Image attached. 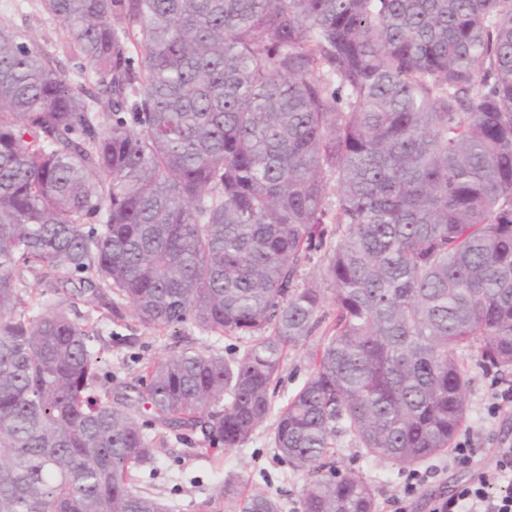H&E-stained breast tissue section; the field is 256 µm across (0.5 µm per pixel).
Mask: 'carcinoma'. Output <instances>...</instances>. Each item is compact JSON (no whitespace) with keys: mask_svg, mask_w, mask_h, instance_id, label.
<instances>
[{"mask_svg":"<svg viewBox=\"0 0 512 512\" xmlns=\"http://www.w3.org/2000/svg\"><path fill=\"white\" fill-rule=\"evenodd\" d=\"M40 2L100 91L0 27V512H171L157 448L247 443L318 331L274 448L302 512H375L338 434L422 463L466 420L472 354L512 369V0ZM320 252L329 297L300 284ZM130 317L251 344L103 389L90 341Z\"/></svg>","mask_w":512,"mask_h":512,"instance_id":"cac0c4a2","label":"carcinoma"}]
</instances>
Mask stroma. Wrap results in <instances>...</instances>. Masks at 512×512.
Segmentation results:
<instances>
[{
	"label": "stroma",
	"instance_id": "35a3bbf8",
	"mask_svg": "<svg viewBox=\"0 0 512 512\" xmlns=\"http://www.w3.org/2000/svg\"><path fill=\"white\" fill-rule=\"evenodd\" d=\"M0 27L14 31L30 47L50 56L60 70L71 72V60L59 50L67 38L66 30L42 9L39 0H0ZM113 331L111 324H102L99 337L92 342L94 349L103 352L102 384L107 388L136 384L144 362L186 346L213 350L229 360L249 344L245 336H218L189 326L173 336L132 319L118 330L123 342H115ZM319 347L320 338L314 335L305 345L289 350L272 386L275 408H282L302 387ZM470 370L469 411L461 431L470 435L478 459L485 461L495 449L512 447V409L495 416L487 412L496 391L495 381L512 383V370L488 372L475 362ZM156 463L159 475L148 486L153 494L172 503V512H211L207 501L214 487L228 478L239 484L243 495L265 492L279 501L281 512H301L304 476L278 458L270 425L259 428L245 445L220 447L205 458L193 456L187 445L168 442L158 448ZM336 464L354 470L372 486L376 512H394L400 503L405 504L406 512H431L437 500L448 498L470 476L469 468L450 463L448 456L432 458L424 464L430 478L406 499L402 493L408 467L367 460L362 449L344 436L336 440Z\"/></svg>",
	"mask_w": 512,
	"mask_h": 512
}]
</instances>
